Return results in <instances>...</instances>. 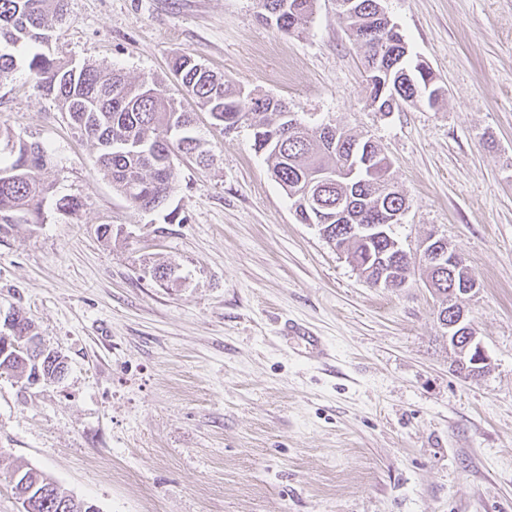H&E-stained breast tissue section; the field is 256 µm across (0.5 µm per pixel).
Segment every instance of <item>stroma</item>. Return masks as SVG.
<instances>
[{"instance_id": "1", "label": "stroma", "mask_w": 512, "mask_h": 512, "mask_svg": "<svg viewBox=\"0 0 512 512\" xmlns=\"http://www.w3.org/2000/svg\"><path fill=\"white\" fill-rule=\"evenodd\" d=\"M384 6L444 87L436 106H368L334 0L293 33L263 23L260 0H67L48 51L153 78L196 111L169 69L189 53L309 125L370 138L406 198L411 263L434 233L477 279L460 303L485 375L457 372L422 281L371 287L297 221L248 125L196 111L216 162L181 161L167 224L113 190L21 67L0 83V126L47 147L44 179L83 206L0 233V320L31 318L67 363L46 384L0 377V512L20 510V466L98 512H512V0ZM291 320L324 353L286 340Z\"/></svg>"}]
</instances>
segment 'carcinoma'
<instances>
[{
  "label": "carcinoma",
  "mask_w": 512,
  "mask_h": 512,
  "mask_svg": "<svg viewBox=\"0 0 512 512\" xmlns=\"http://www.w3.org/2000/svg\"><path fill=\"white\" fill-rule=\"evenodd\" d=\"M65 0H0V81L10 78L18 69L19 48L30 44H48L52 20L64 16ZM380 0H356L354 18L348 20L354 46L362 56L364 68L373 64L378 48L393 40H401L387 22L377 17ZM314 0H262L266 23L285 32L295 31L313 13ZM374 27L375 38L367 43L359 40L364 25ZM37 88L51 96L69 116L71 124L98 149L95 164L112 182L127 202L145 211H162L164 200L179 183L177 155L195 160L204 168L214 164L210 150L203 147V137L196 127L194 113L183 109L181 102L163 94L152 79L131 82L121 71L93 65L72 66L45 53H34L24 59ZM411 69L403 59L391 74L390 85L379 91L378 111L390 113L404 103L413 108L426 101L413 85L400 80V72ZM171 71L184 93L207 112L213 125L231 130L241 123L253 130L255 150L267 156L272 174L293 200L297 220L304 224L302 178L316 169L333 173V180L323 191L325 209L334 211L348 207L362 212L366 198L382 201L392 211L406 210L404 195L392 187L388 169H379L364 183L342 177L349 165V152L341 147L328 148L313 127L291 125L293 113L279 99L269 95L244 93L224 81V77L199 63L189 54L173 57ZM332 137L350 147L369 143L340 126H334ZM52 162V154L38 143H28L8 128L0 127V229L14 224V216L22 215L28 224L44 220L48 200L55 199L56 210L75 213L82 201L70 195L55 197L52 184L45 182L43 172ZM395 237L394 225H388V237H344L338 244L351 263L368 282L379 278L383 266L379 256L386 254L388 238ZM427 277L435 292L448 299V272L430 269ZM14 316L11 340L17 348L0 358V375L13 373L31 378L33 365L26 343L36 336L32 321L20 314ZM32 469L18 467L15 483L27 477L35 487L29 500L32 512H78L63 505L67 495L43 472L30 475Z\"/></svg>",
  "instance_id": "cac0c4a2"
}]
</instances>
